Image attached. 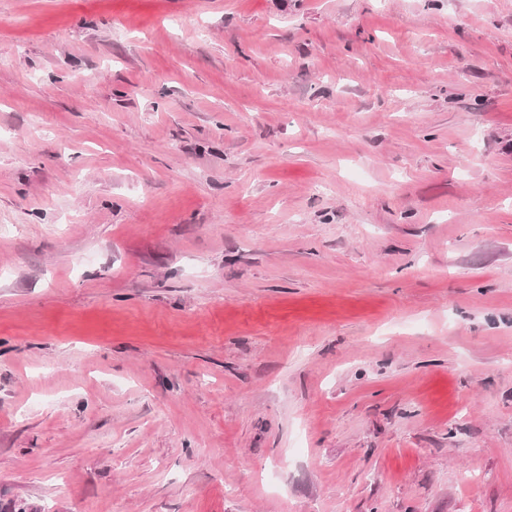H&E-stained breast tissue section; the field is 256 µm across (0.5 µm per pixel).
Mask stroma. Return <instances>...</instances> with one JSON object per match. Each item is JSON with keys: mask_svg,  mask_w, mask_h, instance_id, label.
<instances>
[{"mask_svg": "<svg viewBox=\"0 0 512 512\" xmlns=\"http://www.w3.org/2000/svg\"><path fill=\"white\" fill-rule=\"evenodd\" d=\"M512 512V0H0V507Z\"/></svg>", "mask_w": 512, "mask_h": 512, "instance_id": "stroma-1", "label": "stroma"}]
</instances>
